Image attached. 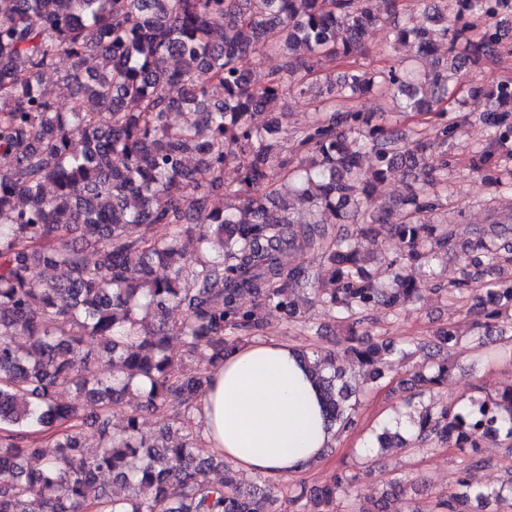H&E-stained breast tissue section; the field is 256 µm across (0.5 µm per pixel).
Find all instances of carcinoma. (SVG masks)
<instances>
[{"instance_id": "carcinoma-1", "label": "carcinoma", "mask_w": 512, "mask_h": 512, "mask_svg": "<svg viewBox=\"0 0 512 512\" xmlns=\"http://www.w3.org/2000/svg\"><path fill=\"white\" fill-rule=\"evenodd\" d=\"M454 2L451 16L447 0H434L428 22L410 17L392 32L393 44L417 56L448 41L443 70L422 78L353 63L382 20L372 0H0V512H265L276 502L277 483L262 493L245 488L223 457L202 453L194 419L210 376L192 364L201 354L222 362L272 310L295 321L303 300L361 324L375 306L398 312L422 298L436 276L434 249L456 248L454 230L438 238L429 221L442 206L436 188L458 134L443 105L455 96L453 75L491 58L502 18L512 20V0ZM280 56L286 62L264 84L252 83L250 61ZM61 57L71 61L61 75L67 112L43 85ZM288 91L315 100L313 115L294 126L289 154L275 150L288 132V113L277 111ZM363 97L433 115L432 135L370 124L349 105ZM469 97L495 134L480 163L497 168L512 144V82L473 87ZM257 112L270 115L261 128ZM368 153L375 163L366 168ZM395 168L409 177L408 194L374 206L377 185ZM286 185L305 220H293L279 196ZM218 193L224 206H209ZM476 234L462 248L465 266L512 264V224ZM387 235L402 252L382 287L360 240ZM301 252L318 265H294ZM415 263L427 268L420 278L408 271ZM47 268L63 270L64 280L43 279ZM448 293L484 319L474 349L512 334L500 324L512 310V281L480 288L465 270ZM171 309L183 320L169 323ZM174 335L178 357L169 350ZM344 354L380 385L400 350L382 336L365 343L351 327ZM302 358L329 426L349 428L359 394L336 355ZM449 371L448 361L437 363L415 375L417 386L440 387ZM129 397L139 403L115 431L113 410ZM86 402L96 406L89 416ZM168 408L178 427L147 432L143 413ZM403 415L415 442L384 426L378 448L423 453L434 436L464 456L430 512H462L470 500L512 512V477L491 489L472 481L486 465L482 444L512 442V383L480 387L460 407L426 402L419 390ZM217 464L221 483L209 478ZM104 473L120 491L99 483ZM359 481L343 471L311 496L300 485L288 503L308 496L311 512H335ZM402 497L407 512H422L397 476L371 506L348 512H392L390 499Z\"/></svg>"}]
</instances>
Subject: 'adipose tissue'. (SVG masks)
Wrapping results in <instances>:
<instances>
[{
	"label": "adipose tissue",
	"mask_w": 512,
	"mask_h": 512,
	"mask_svg": "<svg viewBox=\"0 0 512 512\" xmlns=\"http://www.w3.org/2000/svg\"><path fill=\"white\" fill-rule=\"evenodd\" d=\"M200 407L207 447L272 482L305 472L333 438L305 361L275 338L240 345L214 367Z\"/></svg>",
	"instance_id": "1"
}]
</instances>
